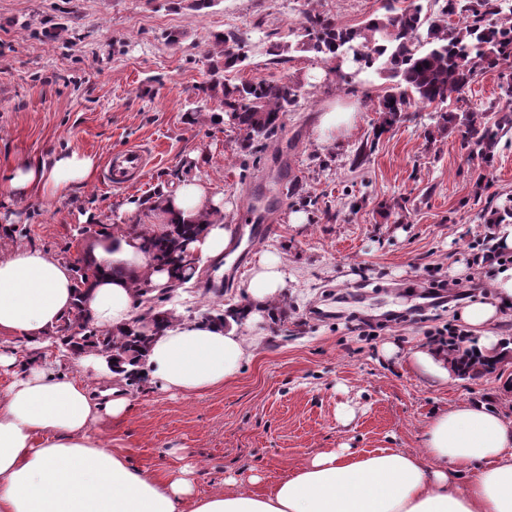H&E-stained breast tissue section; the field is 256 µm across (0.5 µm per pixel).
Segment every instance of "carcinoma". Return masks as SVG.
<instances>
[{"instance_id": "carcinoma-1", "label": "carcinoma", "mask_w": 512, "mask_h": 512, "mask_svg": "<svg viewBox=\"0 0 512 512\" xmlns=\"http://www.w3.org/2000/svg\"><path fill=\"white\" fill-rule=\"evenodd\" d=\"M395 0H387L385 13L357 28H342L331 17L311 10L304 14L296 39L276 46L277 55L292 52L313 54V58L336 74V84L349 85L367 70L390 81L378 100L381 114L378 133L404 121L414 105L439 107L441 121L425 132V138L457 131L463 146L473 147L471 154L490 161L501 136L512 130V108L501 107L499 117L488 124L481 113L461 106L448 108V100L465 102L464 94L475 78L486 70L500 67L512 56V0H433L435 9L424 10L419 0L399 9ZM211 80L203 88L216 98L224 112V122L238 131L242 146L265 141L274 147L280 130V117L296 106L299 89L290 82L261 79L235 83L225 74L239 68L247 59L236 33L214 36L209 52ZM203 228L201 224H168L155 230L147 224L130 229L141 234L151 261L160 266L180 269L185 261V245ZM147 310L138 325L120 334L101 331L79 313L64 319L53 332L60 352L78 347L112 361L130 355H142L152 330L140 323L149 320L156 328L176 319L175 313L162 308L168 292L152 294L141 281L137 285ZM459 374L481 376L496 370L498 362L454 356Z\"/></svg>"}]
</instances>
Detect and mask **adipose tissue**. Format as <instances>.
<instances>
[{
	"label": "adipose tissue",
	"instance_id": "adipose-tissue-1",
	"mask_svg": "<svg viewBox=\"0 0 512 512\" xmlns=\"http://www.w3.org/2000/svg\"><path fill=\"white\" fill-rule=\"evenodd\" d=\"M97 160L63 151L51 160H17L0 192L14 198L36 193L68 195L92 182ZM163 222L202 225L186 246L198 260L222 258L230 241L223 221L230 203L201 180L160 194ZM101 270L77 295L72 267L36 247L0 254V512H512V412L482 401H463L429 422L422 449L327 448L263 492L243 488L207 495L195 489L189 466L154 470L135 465L98 431L134 408L124 374L104 359L81 355L107 383L89 390L64 363L43 352L45 338L75 309L100 329L128 327L139 306L134 284L148 278L170 289L174 272L154 269L139 234L113 231L87 244ZM279 258L262 256L245 284L244 319L203 318L169 323L152 338L141 370L145 383L195 396L222 386L250 361L259 328L273 317L285 288ZM488 299L459 313L466 328H479L485 357L501 352L494 328L512 309V266H494ZM418 375L439 384L457 376L445 344L415 346L404 356Z\"/></svg>",
	"mask_w": 512,
	"mask_h": 512
}]
</instances>
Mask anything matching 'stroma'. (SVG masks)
Wrapping results in <instances>:
<instances>
[{"instance_id":"obj_1","label":"stroma","mask_w":512,"mask_h":512,"mask_svg":"<svg viewBox=\"0 0 512 512\" xmlns=\"http://www.w3.org/2000/svg\"><path fill=\"white\" fill-rule=\"evenodd\" d=\"M193 2L0 0V170L19 156L66 150L101 165L134 144L151 153L131 186L113 189L98 177L55 201L1 205L10 245L74 264L88 218L128 223L125 206L135 198L138 223H155L156 194L197 178L233 203L224 216L231 227L258 217L276 227L253 242L243 268H235L236 254L225 255L224 303L245 300L244 284L264 253L288 272L279 317L234 379L192 397L133 390L132 414L103 435L142 466L194 465L198 493L252 475L261 478L259 492L324 448L419 449L436 411L464 400L512 408V395L503 394L512 360L441 386L382 353L389 342L405 351L433 341L437 327L456 323L458 301L419 320L420 284L468 278L471 247L492 236L484 214L512 201V132L487 164L469 160L458 133L426 140L436 118L430 108L411 109L380 134L385 79L367 72L342 89L312 54L283 60L266 52L308 10L357 27L382 14L385 0H214L202 10ZM229 30L251 49L232 81L306 80L298 105L282 117L277 149L242 148L238 132L218 120L216 100L200 91L210 79L205 53ZM510 71L512 59L478 75L468 107L492 113L512 100ZM197 106L201 114L191 115ZM336 106L353 110V127L317 141L319 114ZM366 142L372 149L355 164ZM284 178L296 195L265 210L259 191H276ZM296 213L302 223H291Z\"/></svg>"}]
</instances>
